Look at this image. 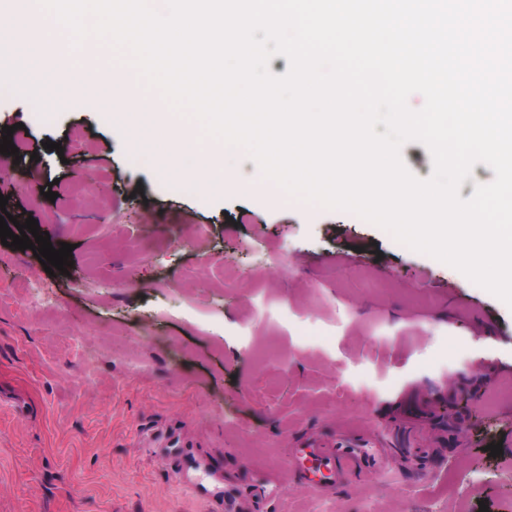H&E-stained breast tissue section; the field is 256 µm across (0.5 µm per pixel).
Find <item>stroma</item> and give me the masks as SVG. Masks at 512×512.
Returning <instances> with one entry per match:
<instances>
[{
  "mask_svg": "<svg viewBox=\"0 0 512 512\" xmlns=\"http://www.w3.org/2000/svg\"><path fill=\"white\" fill-rule=\"evenodd\" d=\"M4 125L10 214L73 250L0 245V512H512L511 306L349 212L167 180L84 86L0 90ZM323 441L376 464L317 486Z\"/></svg>",
  "mask_w": 512,
  "mask_h": 512,
  "instance_id": "1",
  "label": "stroma"
}]
</instances>
